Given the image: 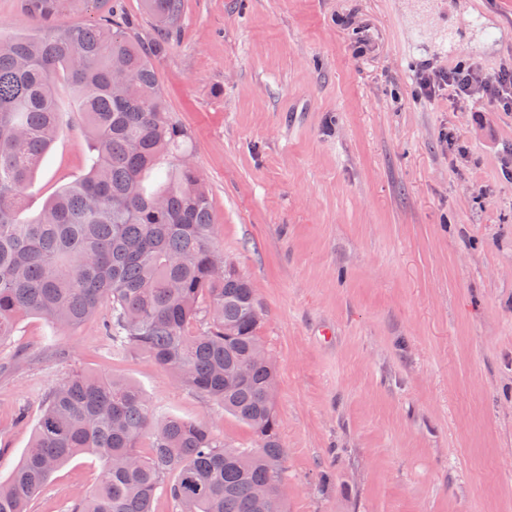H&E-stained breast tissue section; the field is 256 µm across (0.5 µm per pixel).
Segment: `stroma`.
<instances>
[{
    "label": "stroma",
    "instance_id": "35a3bbf8",
    "mask_svg": "<svg viewBox=\"0 0 512 512\" xmlns=\"http://www.w3.org/2000/svg\"><path fill=\"white\" fill-rule=\"evenodd\" d=\"M151 64L213 244L260 307L287 512H512V109L418 89L440 69L512 72V0H183ZM63 120L35 211L85 172L88 141ZM109 317L28 316L0 343V481L79 369L253 447L168 371L112 357ZM102 478L76 457L30 512H66Z\"/></svg>",
    "mask_w": 512,
    "mask_h": 512
}]
</instances>
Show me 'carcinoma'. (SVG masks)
I'll return each instance as SVG.
<instances>
[{
	"instance_id": "cac0c4a2",
	"label": "carcinoma",
	"mask_w": 512,
	"mask_h": 512,
	"mask_svg": "<svg viewBox=\"0 0 512 512\" xmlns=\"http://www.w3.org/2000/svg\"><path fill=\"white\" fill-rule=\"evenodd\" d=\"M144 6L157 22L149 44L107 0H20L39 34L0 44V342L22 316L73 328L107 307L112 356H146L246 424L255 447L231 448L204 422L158 414L127 380L76 371L46 395L29 447L0 481V512H28L51 474L83 454L104 476L68 512H153L159 494L180 512H269L254 490L277 496L285 479L257 300L235 270L213 271L209 196L151 65L170 46L182 0ZM85 7L97 10L94 23L54 25ZM63 83L88 138V171L28 216L36 171L63 129ZM166 154L176 161L149 192L144 176Z\"/></svg>"
}]
</instances>
